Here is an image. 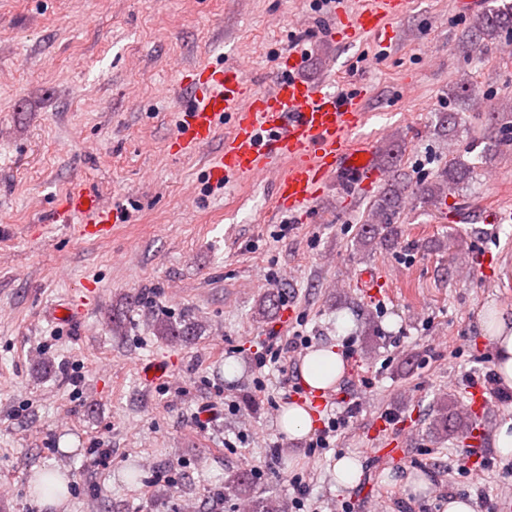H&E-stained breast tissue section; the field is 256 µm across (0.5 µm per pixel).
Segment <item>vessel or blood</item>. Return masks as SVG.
I'll return each instance as SVG.
<instances>
[{"label": "vessel or blood", "mask_w": 512, "mask_h": 512, "mask_svg": "<svg viewBox=\"0 0 512 512\" xmlns=\"http://www.w3.org/2000/svg\"><path fill=\"white\" fill-rule=\"evenodd\" d=\"M407 0H365L351 15L340 17L333 32L356 42L376 35L384 22L400 16ZM301 55L281 60L282 76L271 90L252 91L241 69L194 70L193 102L182 111V124L172 142L182 154L207 143L225 114L233 125L212 172L217 179L263 177L282 165L277 178L276 208L304 214L322 195L331 178L353 179L361 186L379 176L371 150L353 144L350 134L365 120V94H342L298 76ZM67 210L81 219L80 230L107 235L118 223V210L103 208L90 191L72 192Z\"/></svg>", "instance_id": "vessel-or-blood-1"}]
</instances>
